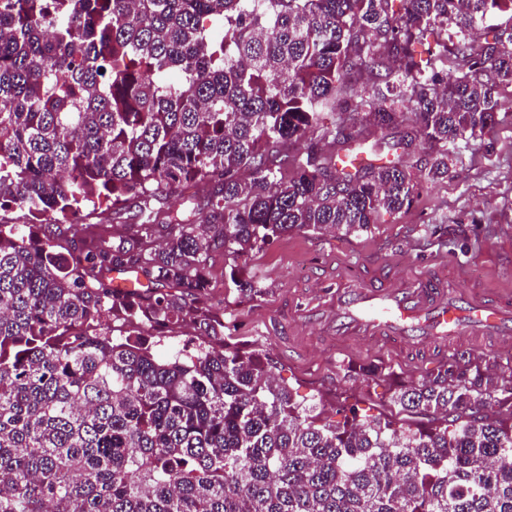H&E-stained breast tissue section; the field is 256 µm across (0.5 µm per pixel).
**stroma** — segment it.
<instances>
[{
  "mask_svg": "<svg viewBox=\"0 0 512 512\" xmlns=\"http://www.w3.org/2000/svg\"><path fill=\"white\" fill-rule=\"evenodd\" d=\"M404 253L419 268L442 265L449 285L475 289H512V115H506L478 144L450 164L447 177L429 184L409 209L384 215L368 231L292 232L238 260L215 252L209 268L211 286L203 302L224 323L223 335L270 354L276 376L302 397L321 398L324 405L342 403L369 415L389 414L397 378L417 379L438 363L410 364L389 350L364 356V365L384 369L380 378L356 375L346 347L309 326L303 352L288 342L296 325L290 311L293 292L316 294L324 280L335 277L329 259L346 258L366 269L389 253ZM259 277L260 295L245 296L228 286L232 268ZM187 297L186 313L166 343L176 349L198 345L192 314L200 304Z\"/></svg>",
  "mask_w": 512,
  "mask_h": 512,
  "instance_id": "stroma-1",
  "label": "stroma"
}]
</instances>
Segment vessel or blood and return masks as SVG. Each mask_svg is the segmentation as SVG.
<instances>
[{"label": "vessel or blood", "instance_id": "obj_1", "mask_svg": "<svg viewBox=\"0 0 512 512\" xmlns=\"http://www.w3.org/2000/svg\"><path fill=\"white\" fill-rule=\"evenodd\" d=\"M408 262L405 256L385 258L387 276L371 280L356 279L349 265H341L335 302L321 306L310 297L296 301L299 327L323 326L348 342L354 355L363 354L369 339L416 354L476 338L512 349V294L478 296L462 287H446L436 272L399 273V265Z\"/></svg>", "mask_w": 512, "mask_h": 512}]
</instances>
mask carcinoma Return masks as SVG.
Instances as JSON below:
<instances>
[{
  "instance_id": "cac0c4a2",
  "label": "carcinoma",
  "mask_w": 512,
  "mask_h": 512,
  "mask_svg": "<svg viewBox=\"0 0 512 512\" xmlns=\"http://www.w3.org/2000/svg\"><path fill=\"white\" fill-rule=\"evenodd\" d=\"M504 9L0 0V210L28 217L0 224V512H512V374L495 361L463 351L370 416L317 409L263 348L161 355L141 338L144 319L160 339L184 320L162 288L203 294L217 250L366 231L445 177L512 112V27L471 36ZM359 114L404 126L389 148L429 149L425 169L340 172L378 147ZM189 184L211 191L170 205ZM85 209L130 234L66 252L59 233L32 239ZM116 269L147 288L113 290ZM230 281L260 292L254 274Z\"/></svg>"
}]
</instances>
